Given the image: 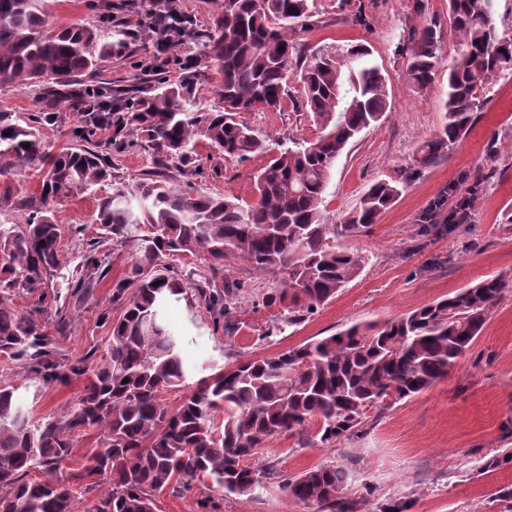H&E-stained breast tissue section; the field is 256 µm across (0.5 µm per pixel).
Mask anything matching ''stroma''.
Instances as JSON below:
<instances>
[{
  "label": "stroma",
  "instance_id": "1",
  "mask_svg": "<svg viewBox=\"0 0 512 512\" xmlns=\"http://www.w3.org/2000/svg\"><path fill=\"white\" fill-rule=\"evenodd\" d=\"M309 0L316 25L302 32L299 42L308 48L334 43L366 45L387 78L390 108L379 126L363 131L337 158L326 190V215L338 223L377 180L404 179L393 205L363 235L345 239L350 249L368 257L363 272L336 297L298 325L270 332L276 308H258L257 295L278 287L272 274H256L233 260L229 278L245 282L235 307L238 331L233 336L215 329L205 305L179 303L170 322L183 338V356L192 363L221 368L242 356H269L310 338L339 332L354 322L398 318L460 289L492 276L512 279V71L497 74L487 88L488 104L478 113L463 138L445 158L423 167L416 149L439 127L448 90V69L456 50L449 27L448 0ZM112 64L95 77L76 79L78 89L93 86L116 97L134 89L152 90L156 75L144 74L138 63L153 48L144 10L120 9L112 0ZM53 26L95 25L99 14L92 0H44ZM430 27L440 38L445 61L430 88L416 90L408 80L407 65L413 30ZM280 112H248L243 119L275 138L311 139L318 131L301 108L298 83ZM204 173L197 187L208 194L254 197V173L269 157L257 154L244 161L227 160L199 148ZM221 169L212 177L211 169ZM488 178L470 223L450 235L418 237V217L429 203L461 173ZM111 183L94 192H76L64 198L55 217L65 228L60 240L62 269L56 279L62 301L71 310V328L61 345L69 361L101 357L108 327L100 314L111 307L112 285L127 276L136 257L133 245L113 250L109 275L79 300L69 288L81 263L85 238L96 235L92 221L97 196L111 192ZM84 225V238L70 232ZM84 386L74 379L65 385L20 393L34 417L60 412L74 405ZM512 452V292L506 293L481 335L449 371L446 379L415 398L375 413L364 433L331 448L306 444L287 434L273 438L254 459L256 468H275L296 475L329 463L345 464L350 477L344 496L359 501L369 512L376 501L403 497L411 512H503L489 494L512 489V464L483 471L495 455ZM223 512H302L277 483L264 481L251 496L225 498Z\"/></svg>",
  "mask_w": 512,
  "mask_h": 512
}]
</instances>
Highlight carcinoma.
<instances>
[{
    "label": "carcinoma",
    "instance_id": "carcinoma-1",
    "mask_svg": "<svg viewBox=\"0 0 512 512\" xmlns=\"http://www.w3.org/2000/svg\"><path fill=\"white\" fill-rule=\"evenodd\" d=\"M209 30L194 36L199 55L180 79L123 101L120 112H82L71 130L75 144L52 152L41 126L57 112H0V176L33 170L37 195H0V212H23L21 224H0V370L44 386L85 378L77 403L32 417L20 386L0 377V512H74L81 494H94L92 512H157L163 493L197 496L198 512H219L227 496H252L262 485L250 463L275 436L308 437L327 448L361 431L368 411L429 390L448 377L469 351L512 281L491 276L454 295L383 324L356 322L344 330L253 357L201 377L207 370L181 356L182 337L166 311L189 300L188 282L172 266L202 260L212 277L195 284L196 298L229 318L244 283H217L226 260L282 276V287L262 294L261 306H282L272 327L296 326L357 278L364 253L338 245L376 223L404 183L377 180L339 223L326 222L331 170L362 131L380 124L389 108L388 80L363 44L329 45L311 52L297 33L315 25L309 0H217ZM171 0H151L150 28L167 31ZM457 55L448 67L442 123L417 149L428 166L448 154L486 104V88L512 71V37L499 33L492 0H448ZM408 76L417 90L434 82L442 57L436 32L415 31ZM112 59V43L86 24L49 25L42 0H0V88L42 91L49 105L66 99L70 79L99 74ZM214 66L221 105L196 107L197 61ZM299 69L302 107L319 135L311 140L269 138L242 120L244 112H279L289 97L288 76ZM51 78L56 86L47 87ZM141 144L165 172L133 184L113 181L112 142ZM228 160L275 151L254 175L255 198L205 195L196 148ZM112 182L97 198L98 236L89 240L72 284L85 292L110 272L108 245L133 243L137 260L117 282L102 313L106 348L95 365L80 360L63 371L60 342L13 297L37 294V311L54 312L57 333L69 319L53 280L61 266L59 197ZM486 177L464 173L422 212L421 234L452 230L472 219ZM128 382H123V379ZM183 391L177 406L164 393ZM100 446L73 459L89 430ZM76 463L71 468L69 464ZM42 478L30 480L31 470ZM348 469L327 464L294 476L278 475L288 496L306 512H358L342 495Z\"/></svg>",
    "mask_w": 512,
    "mask_h": 512
}]
</instances>
